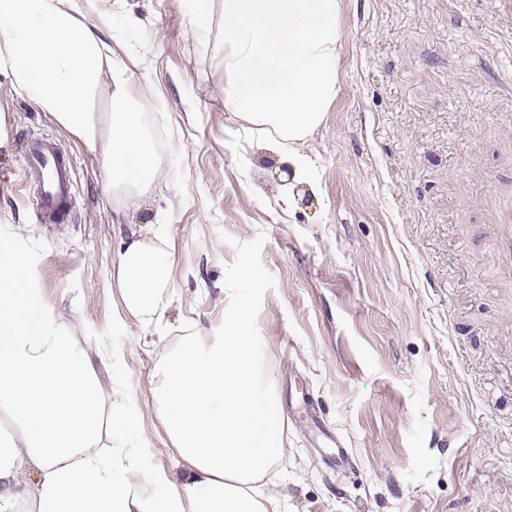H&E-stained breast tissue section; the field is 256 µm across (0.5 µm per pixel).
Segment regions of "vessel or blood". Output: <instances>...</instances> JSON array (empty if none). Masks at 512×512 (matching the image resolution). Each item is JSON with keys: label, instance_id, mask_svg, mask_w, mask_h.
I'll use <instances>...</instances> for the list:
<instances>
[{"label": "vessel or blood", "instance_id": "b4317fda", "mask_svg": "<svg viewBox=\"0 0 512 512\" xmlns=\"http://www.w3.org/2000/svg\"><path fill=\"white\" fill-rule=\"evenodd\" d=\"M23 157L27 169L38 175L29 191V203L37 219L47 224L67 221L71 216L75 173L60 143L40 135L27 136Z\"/></svg>", "mask_w": 512, "mask_h": 512}]
</instances>
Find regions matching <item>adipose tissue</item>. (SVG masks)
Instances as JSON below:
<instances>
[{"label": "adipose tissue", "instance_id": "adipose-tissue-1", "mask_svg": "<svg viewBox=\"0 0 512 512\" xmlns=\"http://www.w3.org/2000/svg\"><path fill=\"white\" fill-rule=\"evenodd\" d=\"M97 0H0V77L99 153L108 188H149L162 172L138 113L131 75L88 20ZM343 0H224V107L309 181L303 147L339 87ZM107 100L110 111L94 105ZM26 258L0 248V512H282L261 486L281 461L284 417L249 333L250 313L224 312L218 336L193 332L152 372L155 414L182 473L145 475L128 413L133 370L103 386L104 347L74 335ZM161 232L119 254L125 311L156 322L170 284Z\"/></svg>", "mask_w": 512, "mask_h": 512}]
</instances>
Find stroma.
Masks as SVG:
<instances>
[{
    "mask_svg": "<svg viewBox=\"0 0 512 512\" xmlns=\"http://www.w3.org/2000/svg\"><path fill=\"white\" fill-rule=\"evenodd\" d=\"M100 34L134 65L132 108L163 160L149 192H107L101 158L0 77V243L71 330L136 372L145 473L178 458L155 417L157 357L221 334L245 302L286 420L270 474L286 512H512V9L501 0H343L338 96L306 144L310 182L224 109V34L201 43L179 0H104ZM138 23L114 34L127 16ZM76 173L71 219L28 206L25 136ZM172 259L160 320L120 299L131 234L160 199ZM346 448L335 471L312 419Z\"/></svg>",
    "mask_w": 512,
    "mask_h": 512,
    "instance_id": "35a3bbf8",
    "label": "stroma"
}]
</instances>
